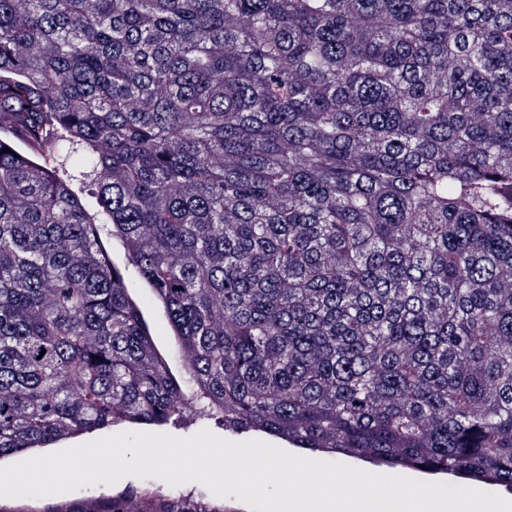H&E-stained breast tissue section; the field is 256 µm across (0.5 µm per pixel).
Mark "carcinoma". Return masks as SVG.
Segmentation results:
<instances>
[{
  "label": "carcinoma",
  "mask_w": 512,
  "mask_h": 512,
  "mask_svg": "<svg viewBox=\"0 0 512 512\" xmlns=\"http://www.w3.org/2000/svg\"><path fill=\"white\" fill-rule=\"evenodd\" d=\"M187 391L512 490V0H0V460ZM30 505L236 512L144 484L0 512ZM113 258L123 270L126 269L125 277L128 288L136 295L143 313L151 322L154 336L157 337L159 343L165 344L167 336L170 334L169 328L162 311L156 306L150 290L143 284L136 269L127 264L124 251L120 247L115 248Z\"/></svg>",
  "instance_id": "1"
}]
</instances>
